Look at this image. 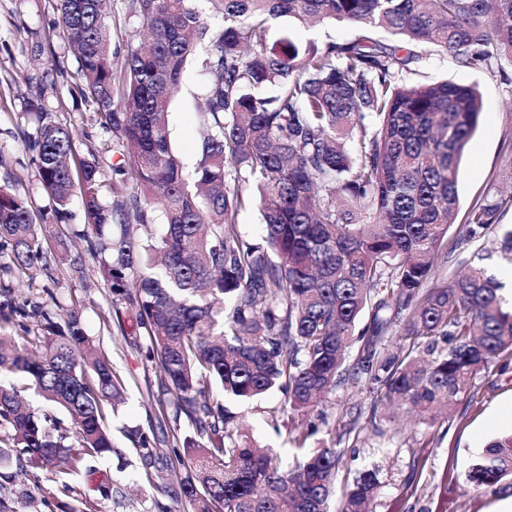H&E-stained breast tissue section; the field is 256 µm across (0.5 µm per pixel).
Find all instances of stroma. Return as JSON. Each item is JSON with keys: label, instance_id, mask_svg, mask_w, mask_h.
Returning a JSON list of instances; mask_svg holds the SVG:
<instances>
[{"label": "stroma", "instance_id": "stroma-1", "mask_svg": "<svg viewBox=\"0 0 512 512\" xmlns=\"http://www.w3.org/2000/svg\"><path fill=\"white\" fill-rule=\"evenodd\" d=\"M54 0H0V186L25 199L34 215L48 219L44 247L50 272L21 269L11 264V255L0 252V304L25 306L36 303L53 321L77 312L80 326L90 341L100 347L112 366L128 381L119 414L106 418L110 430L139 428L152 433L156 456L151 469L153 483L137 482L141 463L132 443L118 438L121 454H108L90 462L87 470L71 476L77 497L98 499L103 512H151L154 498H162L170 512H189L179 493L160 494L165 485V457L173 435L186 436L192 428L174 408H161L165 395L154 363L147 360V340L133 334L131 320L112 319V295L103 278L102 257L91 254L78 237L85 222L81 202H73L67 220L53 222L52 201L45 192L34 154L27 142L37 131V115L28 97L32 83L45 86L44 99L54 121L73 135L76 157L95 148L100 181L111 182L112 165L120 147L99 125L91 103L80 100L83 85L78 63L55 27ZM126 0H110L107 24L112 33V66L121 69L127 51L141 42L145 26L140 17L128 14ZM59 58L61 69L48 71L47 57ZM503 75L459 68L446 56L424 53L410 80L431 78L477 84L483 112L461 164V208L479 197L497 198L512 185V170L505 158L512 154V62L503 61ZM208 75L201 58L186 63L181 89L169 106V131L186 172H193L199 156V92ZM499 226L485 236L481 264L500 276L506 302H512V263L505 260L499 243L502 225H512V208L499 217ZM376 394L362 384L336 389L327 402L330 420L337 425L353 423L343 435L347 453L338 473L339 485L352 483L360 472L378 468L382 483L376 512H512V480L473 490L465 471L473 455L493 436L512 428V360L495 361L479 372L462 402L447 417L432 426L417 425L412 415L390 407H374ZM284 397L275 392L266 398L233 405L247 434L258 445L277 449L292 457L293 444L287 432L270 423L271 410L281 408ZM377 408L376 421H369L370 408ZM120 482L129 485L125 505L114 506L101 498V487ZM56 476L51 471L17 477L9 486L19 498L21 512H60Z\"/></svg>", "mask_w": 512, "mask_h": 512}]
</instances>
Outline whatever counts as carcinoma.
I'll return each mask as SVG.
<instances>
[{"label": "carcinoma", "mask_w": 512, "mask_h": 512, "mask_svg": "<svg viewBox=\"0 0 512 512\" xmlns=\"http://www.w3.org/2000/svg\"><path fill=\"white\" fill-rule=\"evenodd\" d=\"M58 23L85 79L81 94L100 127L122 147L114 178L98 179L94 149L77 169L69 131L41 110L31 140L39 175L61 220L81 199L89 217L80 233L107 254L103 270L117 323L126 314L149 339L169 405L193 435L173 437L165 471L193 512H330L346 449L320 399L343 382L378 386L380 401L420 412L431 425L460 402L477 373L512 358V311L503 284L478 264L443 274L434 259L459 216L466 145L482 112L473 85L411 86L422 50L465 69L509 77L512 0H127L149 29L112 69L105 0H55ZM300 25L337 20L356 29L345 42L302 41L279 18ZM202 52L211 79L200 96L203 133L193 181L174 152L168 106L182 70ZM122 83L115 101L113 86ZM165 222L156 229L153 204ZM512 195L475 200L460 243L484 239ZM258 208L263 243L244 238L240 212ZM43 228L27 202L0 187V248L13 263L48 270ZM40 306H7L0 320L24 336L0 338V372L20 374L77 427L64 444L46 414L0 384V462L26 475L62 463L77 474L90 460L119 453L104 425L125 380L84 335L76 313L49 323L26 345ZM401 325L413 339L394 352L385 341ZM448 347L438 348V340ZM361 355L346 364L352 342ZM278 389L275 425L301 419L296 462L258 449L224 400L248 402ZM326 432L331 445L311 448ZM146 480L155 457L141 429L129 432ZM512 477V431L490 440L471 461L477 489ZM380 493L367 470L342 491L341 512H372Z\"/></svg>", "instance_id": "carcinoma-1"}]
</instances>
